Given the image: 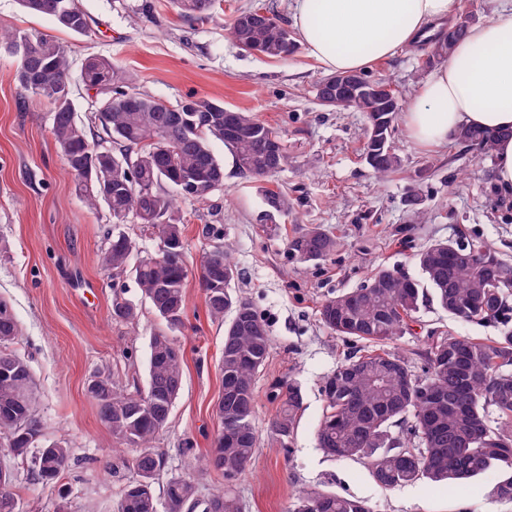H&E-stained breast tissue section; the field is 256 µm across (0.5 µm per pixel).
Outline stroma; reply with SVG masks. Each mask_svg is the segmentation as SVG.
<instances>
[{
    "mask_svg": "<svg viewBox=\"0 0 512 512\" xmlns=\"http://www.w3.org/2000/svg\"><path fill=\"white\" fill-rule=\"evenodd\" d=\"M91 25L77 37L49 18L24 12L17 0H0V27L51 34L73 61L71 83L77 118L89 122L96 100L80 78L90 55L119 63L141 93L175 105L195 92L226 107L253 113L279 129L291 156L267 185L293 205L277 230L260 224L264 209L255 179L242 174L222 142L213 149L225 166L224 187L207 202H181L185 222L187 319L175 341L185 352L182 388L164 431L153 441L164 468L158 480L194 474L207 499L223 478L201 468L218 427L222 391L219 360L224 325L206 312L199 273L215 240L229 247L240 271L237 287L269 326L272 349L256 379L255 425L259 442L247 473L233 490L242 512H287L299 492L319 488L363 500L371 512H512V501L493 494L495 480L479 476L446 488L429 480L381 488L368 466L333 459L318 448L316 429L325 408L324 381L356 345L331 334L319 319L321 303L365 284L380 267L418 276L415 254L437 241L479 242L512 264V192L495 181V159L457 139L440 146L412 140L402 119L390 137L400 169L378 179L363 156L365 118L355 110L319 104L314 87L322 67L298 48L288 59L243 51L229 24L255 6L293 25L292 0H219L211 19H180L167 0H78ZM422 42L371 64L373 79H389L402 105H410L430 75ZM14 57L0 54V299L20 324L14 346L37 388L44 442L65 440L69 468L52 484L36 483L29 461L9 460L19 512H115L132 478L133 449H118L86 394L89 377L106 370L127 392L145 390L152 333L161 322L132 276L113 281L98 257L113 223L107 209L89 210L67 173L51 132L48 100L24 92ZM317 226L335 236L336 253L319 264L294 259L287 242ZM134 303L133 322L112 318V299ZM503 325L464 322L430 303L409 329L389 343L414 372L424 354L446 336L492 342ZM295 381L303 404L287 449L271 446L269 422L278 404L273 379ZM192 451H185V442Z\"/></svg>",
    "mask_w": 512,
    "mask_h": 512,
    "instance_id": "1",
    "label": "stroma"
}]
</instances>
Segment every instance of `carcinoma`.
Masks as SVG:
<instances>
[{"label": "carcinoma", "mask_w": 512, "mask_h": 512, "mask_svg": "<svg viewBox=\"0 0 512 512\" xmlns=\"http://www.w3.org/2000/svg\"><path fill=\"white\" fill-rule=\"evenodd\" d=\"M29 14L48 17L76 36L90 32L88 17L78 0H19ZM184 19L206 21L215 0H168ZM471 20L463 15L448 35L434 42L423 60L429 67L447 57L464 37ZM230 33L245 49L259 47L263 55L286 58L297 50L292 32L272 19L245 25L240 16ZM0 50L16 58L15 78L26 92L47 98L53 106L52 134L63 161L74 177L83 203L91 210L103 204L115 224L112 239L99 262L117 278L130 274L165 327L149 342L148 384L145 391L127 393L112 377L95 373L88 397L100 420L117 443L140 449L132 459L134 477L122 491L116 512H242L231 486L246 471L258 442L254 425L255 382L266 365L271 338L265 319L236 291L239 272L226 249L209 250L199 280L209 315L224 322V398L216 406L217 434L202 466L224 478V490L201 503L194 477L172 476L163 500L154 484L164 459L151 443L166 427L182 385L184 350L169 331L185 325L186 282L183 216L178 199L203 202L224 186V164L213 151L220 141L232 152L237 168L259 181L289 164L277 129L249 112L239 111V136L224 140V104L191 94L178 105L147 97L134 90L117 64L102 56H88L81 65L82 83L96 90L101 132L95 134L77 121L70 80L68 51L53 36L37 30L0 29ZM340 110L365 114L367 139L374 127L390 137L399 108L378 98L347 101ZM456 137L493 153L492 136L464 127ZM391 151L375 154L369 163L380 178L400 168ZM265 210L261 222L291 210L288 195L259 187ZM145 224L157 230L160 246L131 262L136 242L123 224ZM338 242L317 226L288 240V252L303 262L330 257ZM461 247L435 242L416 254L422 279L398 270L380 268L366 284L326 299L320 306L322 324L345 341L367 343L327 377L325 410L317 429L318 446L337 459L365 462L375 481L393 488L422 479L433 482L465 479L493 472L494 494L512 500V330L493 343L470 336H446L425 354L423 374L411 370L405 357L385 345L407 329L408 322L429 301L465 322L508 323L512 313V266L498 261L490 268L478 257L461 260L448 254ZM136 307L117 296L112 319L133 321ZM21 335L11 306L0 301V434L7 456L18 458L38 449L33 479L52 483L68 467L71 448L64 441L40 445L35 417V382L27 361L11 349ZM272 398L279 401L270 438L288 447L298 411L301 388L292 381H276ZM0 512H18L11 471L0 464ZM288 512H370L365 502L321 489L295 496Z\"/></svg>", "instance_id": "carcinoma-1"}]
</instances>
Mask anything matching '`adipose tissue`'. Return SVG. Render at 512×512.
<instances>
[{
  "label": "adipose tissue",
  "instance_id": "adipose-tissue-1",
  "mask_svg": "<svg viewBox=\"0 0 512 512\" xmlns=\"http://www.w3.org/2000/svg\"><path fill=\"white\" fill-rule=\"evenodd\" d=\"M459 0H293L308 53L328 73L360 72L396 55L427 28L455 18ZM410 136L441 145L463 127L496 134L498 185L512 191V0L472 25L404 114Z\"/></svg>",
  "mask_w": 512,
  "mask_h": 512
}]
</instances>
